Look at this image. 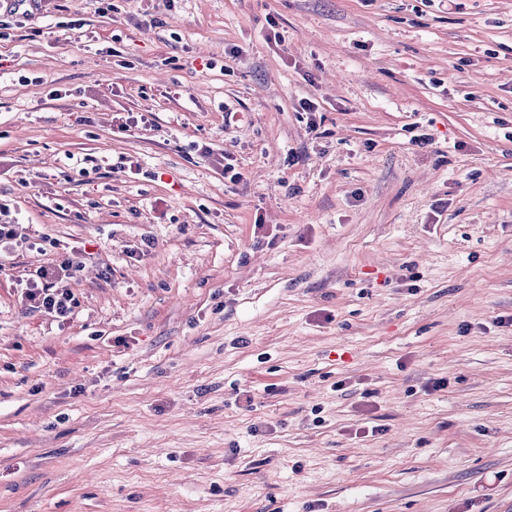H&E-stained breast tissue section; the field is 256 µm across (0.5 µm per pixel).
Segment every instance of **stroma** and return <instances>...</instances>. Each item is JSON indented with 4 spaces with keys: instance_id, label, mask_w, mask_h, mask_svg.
<instances>
[{
    "instance_id": "stroma-1",
    "label": "stroma",
    "mask_w": 512,
    "mask_h": 512,
    "mask_svg": "<svg viewBox=\"0 0 512 512\" xmlns=\"http://www.w3.org/2000/svg\"><path fill=\"white\" fill-rule=\"evenodd\" d=\"M9 23L0 512H512V0ZM9 219V210L0 205V254L12 250L17 244L16 224ZM77 253L71 249L46 266H41L34 280H27L22 295L33 308L56 321H65L76 307L74 293L69 281L82 270V262L76 260Z\"/></svg>"
}]
</instances>
